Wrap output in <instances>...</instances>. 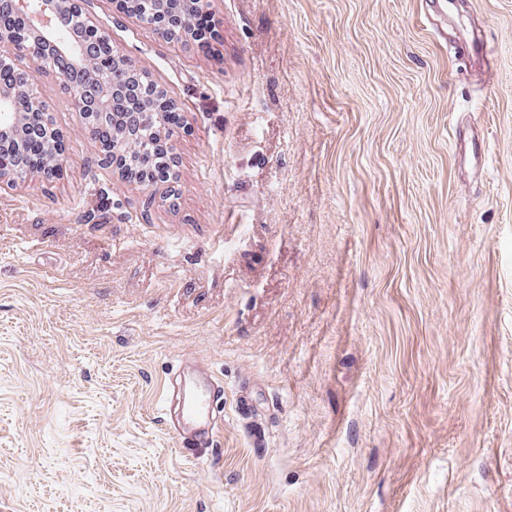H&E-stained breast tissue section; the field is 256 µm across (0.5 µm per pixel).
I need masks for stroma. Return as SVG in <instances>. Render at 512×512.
<instances>
[{
    "instance_id": "1",
    "label": "stroma",
    "mask_w": 512,
    "mask_h": 512,
    "mask_svg": "<svg viewBox=\"0 0 512 512\" xmlns=\"http://www.w3.org/2000/svg\"><path fill=\"white\" fill-rule=\"evenodd\" d=\"M91 22L181 110L177 199L100 164L0 186V512H512V0H205L221 57ZM485 139L463 161L456 133ZM224 381L215 459L165 429Z\"/></svg>"
}]
</instances>
